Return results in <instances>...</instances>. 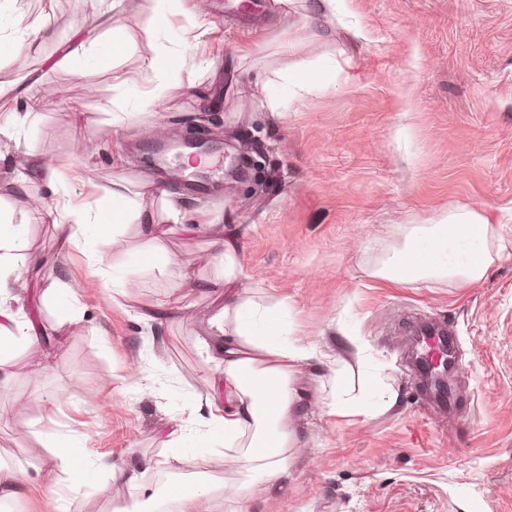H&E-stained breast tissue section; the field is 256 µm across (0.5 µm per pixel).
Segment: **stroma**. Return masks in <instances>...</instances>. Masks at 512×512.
<instances>
[{
	"label": "stroma",
	"mask_w": 512,
	"mask_h": 512,
	"mask_svg": "<svg viewBox=\"0 0 512 512\" xmlns=\"http://www.w3.org/2000/svg\"><path fill=\"white\" fill-rule=\"evenodd\" d=\"M184 2L208 31L204 45L181 40L185 17L160 26L156 0L133 13L123 0H0V123L11 124L0 134V220L23 227L7 305L36 337L10 355L0 384V465L27 485L0 512H156L166 484L189 480L211 488V512H233L226 489L240 476L223 441L166 463L192 405L224 397L209 319L225 291L200 289L216 275L206 254L218 233L243 269L230 290L287 297L289 339L317 351L294 379L311 407L288 425L299 439L288 478L274 495L256 493L250 512H512V0H351L325 38L274 0L242 13L231 0ZM19 12L42 30L16 31ZM115 29L127 48L99 64ZM150 44L189 62L168 72L145 118L137 91ZM299 61L335 72V83L282 81ZM263 81L280 115L254 98ZM84 141L98 144L95 156L81 153ZM29 146L91 210L114 179L151 178L159 223L168 193L216 218L218 231L177 228L160 242L187 281L128 260L138 286L113 305L111 243L96 244L93 266L62 247L55 224L27 221L46 196L43 180L12 183ZM457 206L492 223L496 258L483 280L373 278L407 227ZM421 321L454 327L452 402L415 378L410 327ZM351 337L366 352L347 386L372 411L336 417L317 400L335 359H351ZM55 437L76 442L87 464L59 501ZM132 453L152 463L137 486L93 468Z\"/></svg>",
	"instance_id": "1"
}]
</instances>
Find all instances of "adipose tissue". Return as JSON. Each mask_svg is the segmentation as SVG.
<instances>
[{
  "label": "adipose tissue",
  "mask_w": 512,
  "mask_h": 512,
  "mask_svg": "<svg viewBox=\"0 0 512 512\" xmlns=\"http://www.w3.org/2000/svg\"><path fill=\"white\" fill-rule=\"evenodd\" d=\"M51 202L37 204L31 219L59 225L64 232V248L89 246L101 237L103 215H91L88 208L76 207L67 198L65 180L46 175ZM152 182L139 183L136 195H129L127 182L113 181L105 194L112 201V224L141 225L148 239L139 253L143 267H167L170 259L158 245L166 229L154 221L145 200L154 194ZM491 225L480 211L458 207L438 219L414 224L401 243L375 270L377 278L402 285L445 279L466 285L483 279L493 262L487 242ZM21 242V227L0 225V358L9 354L26 335L11 329L10 313L3 300L14 283L13 252ZM288 311L287 300L266 305L246 294H234L210 318V324L224 338V399L210 400L195 411L212 436L222 437L224 460L241 476L233 494L238 512H249L256 492L288 475V450L297 438L286 425L307 409L309 401L293 386L300 365L313 358L311 346L277 337L281 318Z\"/></svg>",
  "instance_id": "obj_1"
}]
</instances>
